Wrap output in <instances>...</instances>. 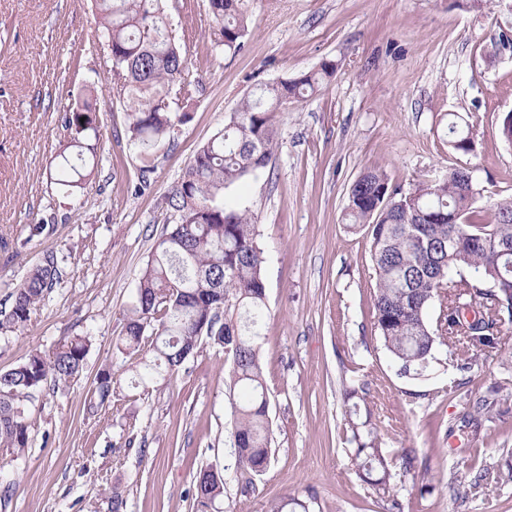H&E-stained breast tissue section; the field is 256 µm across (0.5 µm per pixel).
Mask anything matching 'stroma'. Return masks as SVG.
<instances>
[{
	"instance_id": "stroma-1",
	"label": "stroma",
	"mask_w": 512,
	"mask_h": 512,
	"mask_svg": "<svg viewBox=\"0 0 512 512\" xmlns=\"http://www.w3.org/2000/svg\"><path fill=\"white\" fill-rule=\"evenodd\" d=\"M166 5L197 91L175 104L190 118L143 189L94 0H0V311L44 252L63 270L24 327L0 331V370L75 336L89 341L81 378L32 402L28 448L0 447V512H109L115 486L123 512H195L205 464L224 470L222 512H269L289 497L312 512H389L351 464L354 422L391 457H415L391 481L403 512H512V481L480 495L468 486L512 466V412L475 415L480 399H512V329L505 348L478 354L464 388L448 364L428 380L400 375L375 326L369 240L344 219L351 184L373 169L407 188L465 167L479 207L512 196V145L499 133L512 112V0H253L233 56L210 46L208 0ZM328 60L333 77L277 113L267 168L226 193L257 218L266 258L260 358L272 456L248 484L229 456L223 349L202 344L177 374L144 386L116 344L153 245L175 222L166 198L197 148L254 85ZM91 87L96 165L68 196L50 178L67 142L62 116ZM452 113L469 124L474 152L449 149ZM107 367L112 396L89 415ZM353 384L366 391L346 398Z\"/></svg>"
}]
</instances>
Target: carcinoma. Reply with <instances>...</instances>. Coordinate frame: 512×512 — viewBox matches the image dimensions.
<instances>
[{"instance_id": "obj_1", "label": "carcinoma", "mask_w": 512, "mask_h": 512, "mask_svg": "<svg viewBox=\"0 0 512 512\" xmlns=\"http://www.w3.org/2000/svg\"><path fill=\"white\" fill-rule=\"evenodd\" d=\"M97 21L112 46L113 95L127 102L126 124L131 145L143 159L140 185H147L154 155L174 140L189 114L174 112L171 92L189 100L191 84L176 75L185 59L170 31L171 18L163 0H96ZM210 44L214 51L234 54L248 30L250 0H208ZM336 71L321 64L315 72L291 80L260 84L244 95L217 132L195 152L173 187L168 207L177 223L155 241L142 271L136 300L124 327L118 351L137 354L145 329L157 326L154 356L136 364L144 384L179 370L201 345L202 338L224 348L230 358L231 387L241 399L231 402L233 427L229 455L248 481L263 473L271 459L269 399L260 364V327L266 314L264 250L255 217L225 199L226 191L267 167L275 146V113L308 95ZM63 127L71 136L76 157L61 156L53 180L64 189L81 187L86 179L85 154L96 157L99 140L96 111L88 102L66 113ZM467 132L457 122L447 125L448 147L468 153ZM480 190L469 193L464 179L448 174L407 190L390 183L380 170L367 171L351 185L346 220L370 239L376 274L374 295L377 330L384 348L400 371L424 375L437 360L435 345L445 348L448 361L465 370L478 353L499 348L503 328L512 325V255L504 259L497 247H512V198L493 206V220L482 222L475 207ZM455 223H448V218ZM484 237L483 245L465 242L448 249V232ZM57 256L43 255L12 295L0 329L20 328L36 307L60 284ZM482 303L486 317L464 326L460 308ZM435 312V319L429 312ZM88 341L73 337L52 353L31 354L0 372V445L18 452L28 447L27 403L48 385L67 384L83 372ZM112 397V369L96 376L87 410L95 414ZM353 461L360 478L388 495L393 512L402 504L390 493L392 468L408 473L412 458L401 464L375 442L361 440L351 425ZM196 512H218L224 496V475L203 466L197 471ZM271 512H310L309 504L290 498Z\"/></svg>"}]
</instances>
